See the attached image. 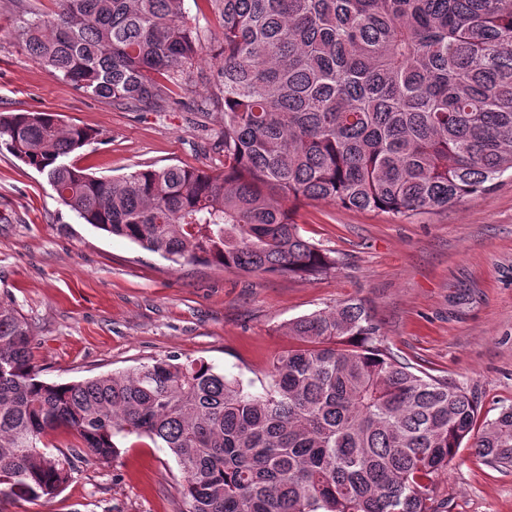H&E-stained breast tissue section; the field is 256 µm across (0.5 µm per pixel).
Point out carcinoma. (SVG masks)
Segmentation results:
<instances>
[{"label": "carcinoma", "mask_w": 512, "mask_h": 512, "mask_svg": "<svg viewBox=\"0 0 512 512\" xmlns=\"http://www.w3.org/2000/svg\"><path fill=\"white\" fill-rule=\"evenodd\" d=\"M183 2L55 0L16 33L52 77L162 112L202 59ZM210 2L224 168L97 177L61 162L96 133L40 111L0 112V150L84 223L175 264L301 279L339 263L300 234L296 204L409 218L512 173V0ZM286 334L260 391L178 355L50 384L31 324L0 301V501L47 505L75 462L109 465L132 436L173 455L187 512H435L433 480L463 443L512 468V406L477 427L474 398L398 360L362 300ZM57 431L79 445L50 452Z\"/></svg>", "instance_id": "1"}]
</instances>
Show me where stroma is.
Returning a JSON list of instances; mask_svg holds the SVG:
<instances>
[{
    "label": "stroma",
    "mask_w": 512,
    "mask_h": 512,
    "mask_svg": "<svg viewBox=\"0 0 512 512\" xmlns=\"http://www.w3.org/2000/svg\"><path fill=\"white\" fill-rule=\"evenodd\" d=\"M54 0H0V112L49 111L97 131L70 161L99 177L147 166L221 167L211 148L217 111L198 105L222 65L220 16L184 0L205 50L179 103L133 112L52 78L16 36L28 13ZM301 234L333 251L336 274L318 280L174 266L127 239L82 223L44 175L0 151V301L34 328L41 380L65 384L122 372L169 354L205 358L243 381H264L287 350L289 320L366 300L390 351L473 394L479 417L512 405V176L437 213L398 219L325 201L299 206ZM175 460L152 444H122L111 465L78 464L45 507L23 500L0 512H186ZM436 512H512V470L461 447L435 481Z\"/></svg>",
    "instance_id": "stroma-1"
}]
</instances>
